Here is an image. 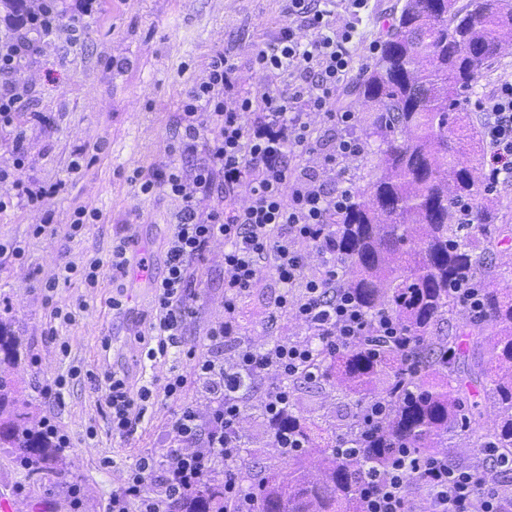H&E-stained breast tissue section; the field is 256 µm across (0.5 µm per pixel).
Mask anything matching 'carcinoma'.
Listing matches in <instances>:
<instances>
[{
	"instance_id": "obj_1",
	"label": "carcinoma",
	"mask_w": 512,
	"mask_h": 512,
	"mask_svg": "<svg viewBox=\"0 0 512 512\" xmlns=\"http://www.w3.org/2000/svg\"><path fill=\"white\" fill-rule=\"evenodd\" d=\"M388 26L364 76L344 89L361 107L373 173L352 204L329 224L338 286L361 310L391 313L410 344L373 334L333 356L315 350L312 371L349 401L336 422L303 414L290 404L271 416L250 406L270 438L287 435L303 445L283 456L280 470L249 463V439L239 435L237 467L256 497L257 512H360L358 479L385 468L397 448L440 453L463 436L474 448H495L512 462V289L476 275L512 280V264L490 263L512 250V225L500 223L499 198L484 192V148L476 128L469 144L458 134L467 115L462 96L482 70L512 43V6L506 0H403L382 10ZM479 285L481 312L460 315L458 289ZM23 338L0 320V352L12 365ZM13 379L0 375V452L31 474H61L65 442L49 425L18 411ZM383 399L389 410L377 435L352 458H339L336 440L355 434L358 410ZM498 410L484 423L480 400ZM321 458L310 476L304 458ZM172 512H237L224 498V461Z\"/></svg>"
}]
</instances>
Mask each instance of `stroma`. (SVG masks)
I'll use <instances>...</instances> for the list:
<instances>
[{
  "label": "stroma",
  "instance_id": "1",
  "mask_svg": "<svg viewBox=\"0 0 512 512\" xmlns=\"http://www.w3.org/2000/svg\"><path fill=\"white\" fill-rule=\"evenodd\" d=\"M394 0H370L357 18L337 8L330 22L336 29L355 26L350 45L355 60L353 78H360L372 59L370 45L379 37L378 17ZM286 0H103L87 21L83 43L73 45L45 39L36 63L21 68L16 81L26 86L31 100L19 116L26 131L21 168H14V143L0 133V168H13L14 179L45 187L39 210L19 198L14 180L0 182V319L11 321L25 338L27 355L18 365L0 364V374L13 378L20 397L30 402V416L55 427L67 443L65 469L81 475L80 507L51 481H37L26 470L0 454V498L17 502L23 512H109L113 491L121 488L137 457L171 448L169 423L172 400L157 397L133 437L113 435L109 410L88 378L89 372L124 371L131 387L151 376H165L170 360L153 367L131 358L138 346L127 318L148 330L153 317V294L134 276L113 280L112 244L131 237L135 258L148 261L151 275L164 269L165 247L181 197L167 193L138 194L127 177L133 169L145 171L163 165L185 166L170 153L175 121L185 91L206 75L210 56L218 51L238 65L242 90L262 94L282 87V78L251 66L256 51L288 24ZM104 149L95 159H84L83 176L72 180L70 163L76 153L93 143ZM326 185L347 180L360 186L368 180L373 162L362 155L341 166L325 167L319 155L309 158ZM61 191H53L56 183ZM97 208L102 219L77 238L67 226L76 205ZM51 222L34 234L43 217ZM25 251L23 260L12 256L14 247ZM101 262L97 287L78 280L61 281L52 298H45L42 280L57 277L65 262ZM200 294L199 311L189 325L188 346L197 355L217 350L206 332L224 316V253L214 245L194 277ZM280 288L272 270H264L240 305L243 336L262 344L302 332L294 316L270 321ZM124 302L123 313L112 309L113 298ZM75 315L73 322L50 323L52 307ZM55 335H48V328ZM110 348H103L102 338ZM79 367L61 400L46 398L43 389L56 376ZM298 407L308 415L331 419L344 412V401L323 382L298 381L291 388Z\"/></svg>",
  "mask_w": 512,
  "mask_h": 512
}]
</instances>
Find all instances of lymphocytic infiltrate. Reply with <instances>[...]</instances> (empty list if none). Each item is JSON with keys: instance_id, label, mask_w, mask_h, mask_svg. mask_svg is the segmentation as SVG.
Instances as JSON below:
<instances>
[{"instance_id": "1", "label": "lymphocytic infiltrate", "mask_w": 512, "mask_h": 512, "mask_svg": "<svg viewBox=\"0 0 512 512\" xmlns=\"http://www.w3.org/2000/svg\"><path fill=\"white\" fill-rule=\"evenodd\" d=\"M288 0L289 25L260 48L253 65L282 76L277 92L255 96L235 89L237 65L223 52L210 56L207 75L191 86L180 103L172 152L190 158L191 169L161 166L146 172L134 169L129 177L142 195L160 191L182 197L165 251L162 276L152 279L155 315L149 327L145 356L174 353L185 356L186 325L198 313L192 287L193 269L212 245H224V318L210 326L206 336L216 344L235 347V361L225 366L216 355L192 361L189 371L171 367L163 387L146 381L131 389L124 374L105 373L95 384L111 410L112 432L133 436L143 413L164 392L178 406L170 421L175 443L163 460L151 454L138 457L127 483L112 493L111 512H166L207 475L214 459L227 461L224 492L236 497L242 512H253L252 498L230 466L239 454V421L243 412L236 392L238 375L274 373L288 377L313 356L311 345L277 341L254 349L242 341L238 325L239 302L254 287L263 269H272L281 286L275 313L294 311L325 351H341L376 330L397 335L388 313L366 317L345 289L336 285V244L327 226L337 211L349 207L354 189L326 186L307 165L310 154L333 166L360 155L362 143L350 135L357 122L354 112L340 108L338 91L352 71L350 31H336L329 21L335 0ZM98 0H79L67 11L63 0H40L38 10L0 33V130L9 131L22 145L24 129L15 118L28 99L25 86L14 75L35 63L44 38L55 36L78 43L86 35V16L98 12ZM310 38H302V31ZM486 187L500 190L512 183V77L498 80L480 98ZM255 112L254 126L241 122ZM319 113L329 126L319 139L308 121ZM223 192L221 206L203 209L193 194L212 189ZM306 242L325 256L324 269L305 275ZM202 384L212 407L209 424H202L193 403L182 401L187 382ZM415 473L428 491L427 503L408 498L404 481ZM502 484L488 481L483 472L449 466L442 456L411 451L395 454L386 470H370L362 478L361 512H501Z\"/></svg>"}]
</instances>
